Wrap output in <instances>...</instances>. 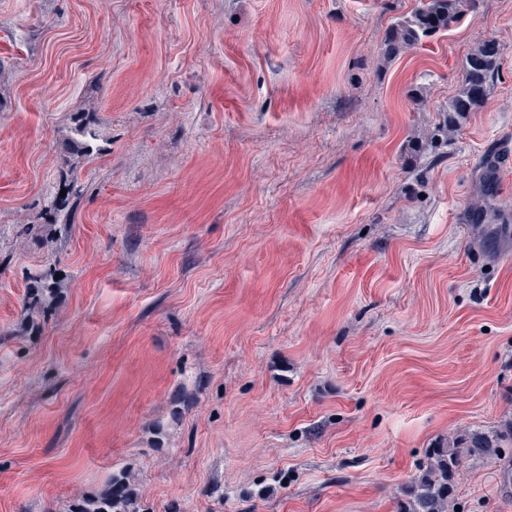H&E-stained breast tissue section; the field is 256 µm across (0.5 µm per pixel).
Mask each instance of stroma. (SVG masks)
Segmentation results:
<instances>
[{
    "instance_id": "stroma-1",
    "label": "stroma",
    "mask_w": 512,
    "mask_h": 512,
    "mask_svg": "<svg viewBox=\"0 0 512 512\" xmlns=\"http://www.w3.org/2000/svg\"><path fill=\"white\" fill-rule=\"evenodd\" d=\"M419 3L0 0V512L118 472L148 512H398L431 449L512 421V168L471 209L512 0L387 59ZM454 503L512 512V450L463 457ZM495 41L485 40L466 57L462 80L457 94L448 102V119L431 137V147L436 151L448 145V136L458 127L459 120L472 112L485 99L487 89L499 76V51ZM94 126L93 122H84L76 128L77 135L81 138L74 143L76 152H79L81 156L89 157L102 151V147L98 143L100 134Z\"/></svg>"
}]
</instances>
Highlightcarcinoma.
Returning a JSON list of instances; mask_svg holds the SVG:
<instances>
[{"label": "carcinoma", "instance_id": "cac0c4a2", "mask_svg": "<svg viewBox=\"0 0 512 512\" xmlns=\"http://www.w3.org/2000/svg\"><path fill=\"white\" fill-rule=\"evenodd\" d=\"M464 0H422L410 16L397 22L389 32L385 55L397 56L402 50L419 44L457 22ZM499 51L495 41L485 40L466 57L462 80L457 94L448 101V119L431 137V147L448 145V136L458 127L459 120L473 111L485 99L487 89L499 76ZM80 139L75 141L76 151L91 156L102 151L100 134L91 122L76 128ZM482 182L487 193L497 185L494 154L486 155ZM512 447V425L479 439L469 441L465 450L460 447L437 448L428 456L408 492L401 512H450L453 492L459 472L462 453H481L489 458L502 454L503 445ZM66 512H143L138 495L129 478L123 473L113 474L105 489L92 498L70 502Z\"/></svg>", "mask_w": 512, "mask_h": 512}]
</instances>
